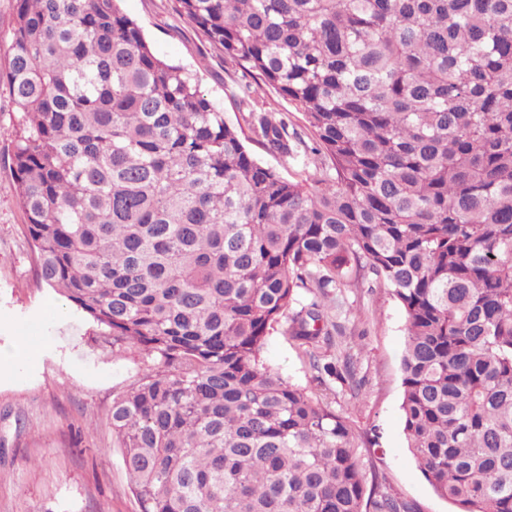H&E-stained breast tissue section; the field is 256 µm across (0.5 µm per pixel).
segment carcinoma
<instances>
[{"label":"carcinoma","instance_id":"carcinoma-1","mask_svg":"<svg viewBox=\"0 0 512 512\" xmlns=\"http://www.w3.org/2000/svg\"><path fill=\"white\" fill-rule=\"evenodd\" d=\"M301 112L322 176L250 152L118 0H16L13 191L38 277L136 381L106 415L140 512H418L367 486L349 420L261 362L317 361L351 267L406 316L403 432L456 512H512V0H174ZM311 293L304 301L301 291ZM248 146L258 161L277 169L289 180L306 182L309 185L314 183L317 162L312 157L305 156L302 151L293 158L283 159L277 154L266 151L257 143L251 142Z\"/></svg>","mask_w":512,"mask_h":512}]
</instances>
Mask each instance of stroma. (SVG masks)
Segmentation results:
<instances>
[{
  "mask_svg": "<svg viewBox=\"0 0 512 512\" xmlns=\"http://www.w3.org/2000/svg\"><path fill=\"white\" fill-rule=\"evenodd\" d=\"M15 5L0 0V348L21 344L26 352L13 364L0 365V512H139L105 420L114 394L136 380L139 361L130 354L113 357L94 336L93 325L40 283L27 219L12 190L17 109L6 73ZM173 6L174 0L120 3L157 57L197 73L202 90L229 124L241 123L249 107L272 109L286 116L289 131L307 137L301 113L273 92L240 101L236 90L251 83V76L225 65ZM250 150L289 180L315 178L312 157L284 159L256 143ZM333 302V320L343 333L323 355L333 362L351 360L354 386L319 378L283 323L267 339L264 364L320 396L357 432L376 431L379 449L363 458L367 477L377 478L419 512H454L406 448L400 410L402 306L370 275L351 278Z\"/></svg>",
  "mask_w": 512,
  "mask_h": 512,
  "instance_id": "1",
  "label": "stroma"
}]
</instances>
